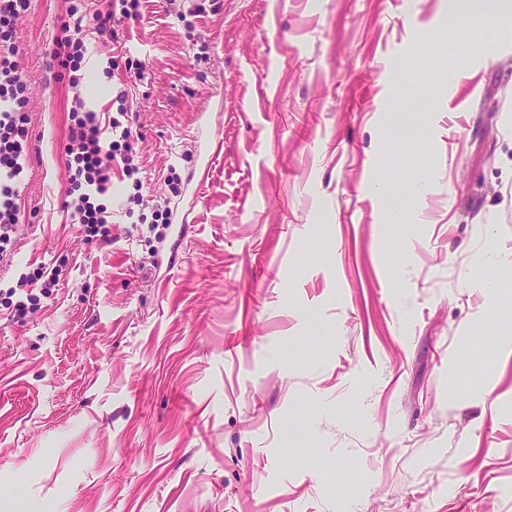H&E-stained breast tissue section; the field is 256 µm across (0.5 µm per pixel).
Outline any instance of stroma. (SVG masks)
I'll list each match as a JSON object with an SVG mask.
<instances>
[{"instance_id": "35a3bbf8", "label": "stroma", "mask_w": 512, "mask_h": 512, "mask_svg": "<svg viewBox=\"0 0 512 512\" xmlns=\"http://www.w3.org/2000/svg\"><path fill=\"white\" fill-rule=\"evenodd\" d=\"M30 0L16 21L30 163L0 263V512H512V43L444 0ZM89 28L99 92L49 68L60 17ZM123 55L145 65L142 79ZM127 88L131 179L107 238L62 203L69 111ZM395 119L418 130L390 141ZM178 187L169 184L170 174ZM424 179L387 223L373 189ZM31 286L25 312L7 288ZM139 0H113L105 13H97L93 28L96 33H104L107 30L114 32V27L138 17ZM113 28V29H112ZM512 263L510 254H497L494 258L488 259L481 266V273L475 282V287L479 288L490 302H494L498 296V289L492 288L489 273L494 272L496 267L501 264Z\"/></svg>"}]
</instances>
